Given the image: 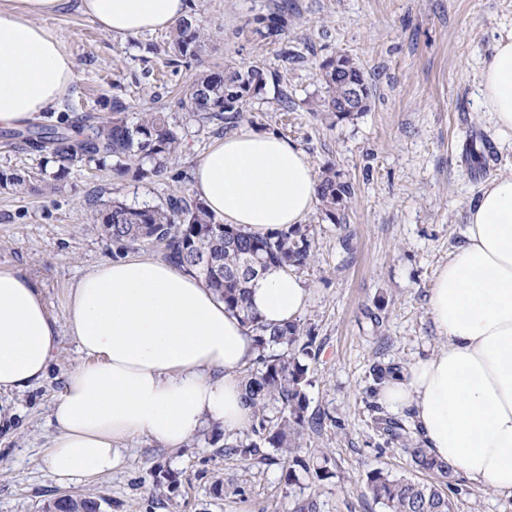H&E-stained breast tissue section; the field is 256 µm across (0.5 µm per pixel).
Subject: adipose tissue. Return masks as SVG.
<instances>
[{
	"label": "adipose tissue",
	"instance_id": "ef3b65f1",
	"mask_svg": "<svg viewBox=\"0 0 512 512\" xmlns=\"http://www.w3.org/2000/svg\"><path fill=\"white\" fill-rule=\"evenodd\" d=\"M69 0H0V128L55 109L75 63L40 20ZM190 0H79L103 32L123 39L173 27ZM483 104L512 138V32L500 36L481 74ZM192 189L225 223L264 235L300 223L318 203L305 153L280 135L241 130L215 141L193 170ZM309 290L271 268L250 284L264 322L302 315ZM444 335L434 354L381 383L386 408L410 409L429 453L456 473L512 496V174L490 179L469 209L466 239L429 299ZM83 356L55 402L41 457L63 483L111 474L123 440L181 447L202 427L246 430L240 374L256 356L240 318L184 268L164 260H105L71 288L64 321L27 273L0 268V425L8 399L40 384L60 346L59 323Z\"/></svg>",
	"mask_w": 512,
	"mask_h": 512
}]
</instances>
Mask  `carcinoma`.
Wrapping results in <instances>:
<instances>
[{"label": "carcinoma", "instance_id": "cac0c4a2", "mask_svg": "<svg viewBox=\"0 0 512 512\" xmlns=\"http://www.w3.org/2000/svg\"><path fill=\"white\" fill-rule=\"evenodd\" d=\"M254 32L261 39L280 42L285 35V22L278 16L258 17ZM205 50L195 15L188 14L169 32L166 53L173 64L200 59ZM322 96L316 107L346 118L350 110V88L361 85L365 96L370 87L356 61L339 55L321 66ZM278 82L257 65L217 67L199 74L187 86L178 106L192 114H205L209 120L224 122L228 129L246 118L249 101L261 94L268 81ZM125 103L119 99L112 105V118L90 121L78 118L66 127L43 125L36 133L37 142L29 146L50 155L57 169L42 170L37 177L0 170V189L43 194L57 189L70 166L76 163L100 165L109 158L120 167L137 162L141 179L163 173L178 152L180 139L162 111H145L135 123L125 117ZM354 194L353 184L342 179L331 168L319 180V201L326 217L334 221L347 207ZM94 220L104 233L123 249L136 245L162 248L164 259L179 264L199 276L222 299L227 308L237 313L256 349V369L241 379L244 399L251 410L250 433L246 438L224 444V453L241 458L266 457L264 449L273 448L288 459L285 483H299L297 470L320 480L327 476L324 466H311L296 455L299 442L309 428L321 425L322 418L307 415L308 366L299 355L308 354L309 344L301 343L303 328L297 321L282 325L263 322L252 311L248 285L251 278L243 274V266L255 255L266 268L286 267L296 271L310 259L308 228L294 224L288 228L258 236L247 228L220 222L197 200L170 198L157 205L131 207L112 202L99 210ZM383 430L405 439L404 452L413 467L433 476L431 481L395 477L381 469L366 473V488L373 499L388 512H453L444 491L454 476L453 467L432 456L424 444L402 433L401 425L378 419ZM156 489L171 494L178 485L177 476L163 465L154 473Z\"/></svg>", "mask_w": 512, "mask_h": 512}]
</instances>
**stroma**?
I'll return each instance as SVG.
<instances>
[{
	"label": "stroma",
	"instance_id": "obj_1",
	"mask_svg": "<svg viewBox=\"0 0 512 512\" xmlns=\"http://www.w3.org/2000/svg\"><path fill=\"white\" fill-rule=\"evenodd\" d=\"M283 1V43L261 40L252 32L255 18ZM192 10L208 37L203 61L177 66L166 53V32L112 39L75 0L43 18L74 60L76 80L39 124L84 114L107 119L118 98L131 122L148 108L169 113L181 146L167 173L152 179L78 163L47 195L0 191V266L37 279L52 313L63 318L73 284L119 254L94 223L95 210L116 199L140 207L192 196L197 161L224 138L216 121L179 108L181 87L205 65L255 64L278 75V84L251 100L252 118L242 128L279 134L305 152L315 172L333 168L354 186L339 222L317 209L305 218L311 257L299 272L309 290L300 321L313 336L304 359L308 411L323 417L299 454L327 457L329 476L286 485L282 458L226 456L224 431L214 427L176 449L145 437L125 441L106 477L49 479L40 467L52 433L47 417L81 361L64 333L47 380L14 396L15 421L0 430V512H41L64 493L96 499L100 512H296L305 500L314 512H385L366 490L367 471L423 474L376 422L373 369L401 370L440 347L429 309L437 272L464 243L481 187L512 172V141L498 134L480 91L496 40L512 31V0H193ZM286 49L297 61H284ZM338 55L353 58L371 88L365 111L345 119L311 107L322 94L321 62ZM26 132L0 129V169L38 173L43 155L23 146ZM160 462L180 480L174 498L153 493ZM447 493L454 512H512V496L461 476Z\"/></svg>",
	"mask_w": 512,
	"mask_h": 512
}]
</instances>
